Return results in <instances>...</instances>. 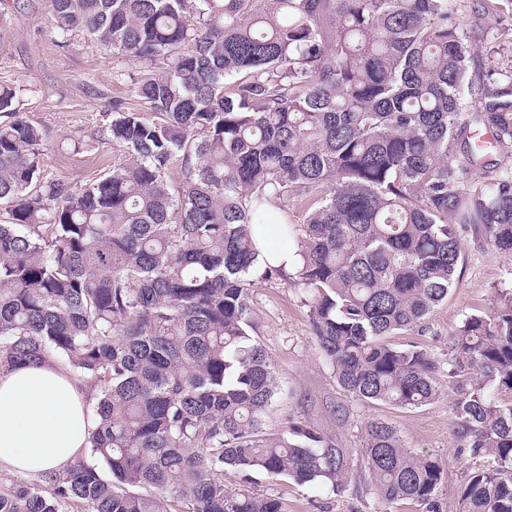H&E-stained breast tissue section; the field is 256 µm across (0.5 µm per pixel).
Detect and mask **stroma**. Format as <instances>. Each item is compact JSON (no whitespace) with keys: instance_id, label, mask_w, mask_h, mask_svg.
I'll return each mask as SVG.
<instances>
[{"instance_id":"stroma-1","label":"stroma","mask_w":512,"mask_h":512,"mask_svg":"<svg viewBox=\"0 0 512 512\" xmlns=\"http://www.w3.org/2000/svg\"><path fill=\"white\" fill-rule=\"evenodd\" d=\"M125 71V78H116L111 60L83 33L60 38L48 0H0V85L17 91L21 112L43 133L44 178L85 184L123 160L105 129L113 101L138 105L130 80L138 69L129 64ZM462 249L463 264L448 301L432 313L428 331L418 338L439 364L440 389L437 400L419 409L363 403L347 395L312 334L309 308L294 276L254 282L251 335L272 357L282 388L268 430L307 425L342 448L346 461L343 488L260 476L254 492L281 498L288 512H423L412 501L383 502L372 487L362 428L377 419L394 425L407 449L439 460L444 476L435 509L456 512L461 490L484 461L463 448L453 429L460 380L448 375L451 334L464 315L488 310L496 289L512 286V256L468 233Z\"/></svg>"}]
</instances>
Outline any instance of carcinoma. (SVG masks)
Instances as JSON below:
<instances>
[{
	"instance_id": "obj_1",
	"label": "carcinoma",
	"mask_w": 512,
	"mask_h": 512,
	"mask_svg": "<svg viewBox=\"0 0 512 512\" xmlns=\"http://www.w3.org/2000/svg\"><path fill=\"white\" fill-rule=\"evenodd\" d=\"M457 2L49 0L62 36L86 33L118 75L144 69L140 108L112 103L106 135L129 159L74 186L42 177V133L0 89V371L85 379L108 475L79 459L1 485L0 512H286L254 477L343 486L341 449L265 429L279 384L248 298L283 275L254 246L268 206L299 240L339 385L407 409L439 397L432 354L387 337L427 331L462 233L512 254V33L464 27ZM448 371L468 380L454 431L487 462L458 512H512V401L495 398L512 392V288L464 316ZM363 441L382 501L434 507V457L380 420Z\"/></svg>"
}]
</instances>
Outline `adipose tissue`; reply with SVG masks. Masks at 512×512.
<instances>
[{
  "mask_svg": "<svg viewBox=\"0 0 512 512\" xmlns=\"http://www.w3.org/2000/svg\"><path fill=\"white\" fill-rule=\"evenodd\" d=\"M93 428L85 381L50 363L0 373V472L63 470Z\"/></svg>",
  "mask_w": 512,
  "mask_h": 512,
  "instance_id": "ef3b65f1",
  "label": "adipose tissue"
}]
</instances>
